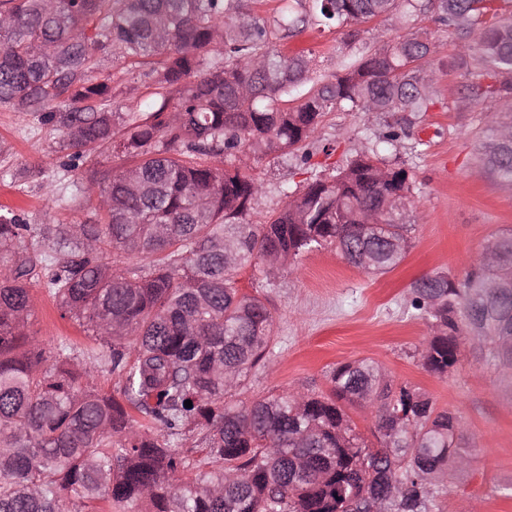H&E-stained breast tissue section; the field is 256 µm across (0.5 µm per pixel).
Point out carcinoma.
<instances>
[{"label": "carcinoma", "instance_id": "cac0c4a2", "mask_svg": "<svg viewBox=\"0 0 512 512\" xmlns=\"http://www.w3.org/2000/svg\"><path fill=\"white\" fill-rule=\"evenodd\" d=\"M268 21L247 0H0V106L36 115L84 165L76 192L97 194V219L28 224L0 211V512H81L100 499L126 512H432L459 418L427 393L396 385L365 359L329 375L328 394L236 400L270 353L274 316L234 277L334 247L367 273L394 268L413 225L395 217L411 190L406 169L373 154L332 180L316 179L267 224L248 220L257 158L285 153L322 114L426 112L436 45L406 34L340 61L336 80L305 90L310 62L274 41L308 20L348 27L398 9L432 14L476 38L460 53L512 77V17L491 23L494 0H311ZM154 59L155 105L112 111L111 78L92 76L93 51ZM132 159L119 172L97 153ZM490 172L512 184V138L486 146ZM384 222L368 223L372 212ZM465 278L439 272L410 285L408 303L435 336L419 355L440 377L472 332L512 370V234L489 242ZM156 259L116 269L108 256ZM41 282L62 316L102 350L48 362L26 333L30 285ZM104 364L119 395L83 382ZM192 401L187 408L184 402ZM371 410L378 446L345 405ZM194 437L201 457L179 444Z\"/></svg>", "mask_w": 512, "mask_h": 512}]
</instances>
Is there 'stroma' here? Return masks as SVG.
Instances as JSON below:
<instances>
[{
    "instance_id": "35a3bbf8",
    "label": "stroma",
    "mask_w": 512,
    "mask_h": 512,
    "mask_svg": "<svg viewBox=\"0 0 512 512\" xmlns=\"http://www.w3.org/2000/svg\"><path fill=\"white\" fill-rule=\"evenodd\" d=\"M421 27L438 46L434 103L417 115L412 136L396 141L386 154L409 174L406 218L414 225L412 243L394 269L377 276L350 265L332 248L302 254L268 277L250 267L240 270V293L267 298L275 317L272 354L251 376L248 394L324 390L336 366L373 361L394 383L425 390L461 419V452L472 464L449 469L437 498L441 512H512V374L467 344L447 376L427 372L417 350L431 338V326L407 303L411 282L437 272L463 279L475 253L494 237L512 233V184L488 172L482 162L484 144L495 137L486 115L494 112L501 124L512 123V90L505 89L503 75H486L481 82L491 95L472 99L469 85L477 62L459 67L457 34L413 13L361 24L351 47L344 43V28L314 23L276 41L275 47L283 57L308 58L316 87L335 81L342 57L373 51ZM96 59V76L112 79L114 111L150 109L155 90L150 65L101 53ZM401 118L398 112L343 107L326 112L299 149L255 163L263 191L253 203L251 222H270L312 180L332 178L358 153L376 147ZM59 141V133L32 114L0 107L1 210L31 224H79L92 217L95 196L74 203L62 199L81 173L65 168L67 154ZM25 168L42 170L43 179L20 177ZM31 295L34 316L28 332L47 356H56L60 336L75 350L96 348L95 339L79 322L61 317L40 286H32Z\"/></svg>"
}]
</instances>
